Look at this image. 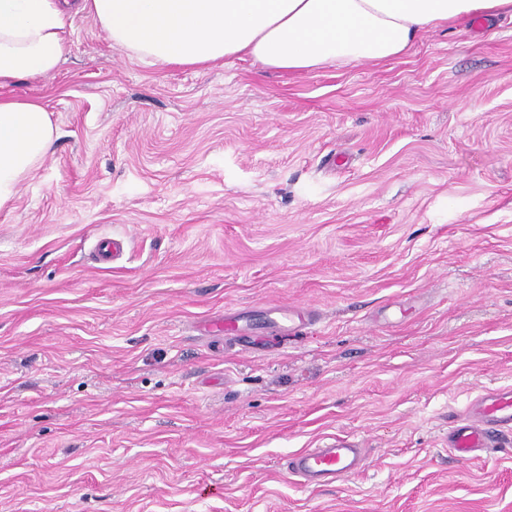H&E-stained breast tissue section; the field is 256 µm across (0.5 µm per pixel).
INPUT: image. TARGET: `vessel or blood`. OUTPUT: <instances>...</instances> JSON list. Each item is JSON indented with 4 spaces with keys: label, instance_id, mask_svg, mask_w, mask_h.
Instances as JSON below:
<instances>
[{
    "label": "vessel or blood",
    "instance_id": "b4317fda",
    "mask_svg": "<svg viewBox=\"0 0 512 512\" xmlns=\"http://www.w3.org/2000/svg\"><path fill=\"white\" fill-rule=\"evenodd\" d=\"M314 307L287 309L267 306L263 320L267 328L289 334L316 319ZM211 331L228 338L245 336L251 330L244 316L231 314L214 322ZM512 440V389L484 390L468 404L465 413L455 418L448 429V447L457 458L469 460L500 448L503 440ZM362 450L349 439L338 437L320 448H304L285 459L284 469L308 487L329 486L358 473Z\"/></svg>",
    "mask_w": 512,
    "mask_h": 512
}]
</instances>
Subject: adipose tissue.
Segmentation results:
<instances>
[{"label":"adipose tissue","instance_id":"1","mask_svg":"<svg viewBox=\"0 0 512 512\" xmlns=\"http://www.w3.org/2000/svg\"><path fill=\"white\" fill-rule=\"evenodd\" d=\"M82 13L113 46L157 67L200 69L244 55L309 73L400 57L430 31L512 14V0H0V86L54 71ZM56 138L40 102L0 98V209Z\"/></svg>","mask_w":512,"mask_h":512}]
</instances>
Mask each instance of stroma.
Masks as SVG:
<instances>
[{
    "label": "stroma",
    "instance_id": "1",
    "mask_svg": "<svg viewBox=\"0 0 512 512\" xmlns=\"http://www.w3.org/2000/svg\"><path fill=\"white\" fill-rule=\"evenodd\" d=\"M67 43L0 87L59 132L0 210V512H512V446L448 449L512 388V16L303 74ZM267 303L319 320L207 329ZM334 437L360 474L285 472ZM209 330L218 333L223 332L224 337L227 338H238L248 334L252 328L247 318L240 314H231L224 316V320L212 323Z\"/></svg>",
    "mask_w": 512,
    "mask_h": 512
}]
</instances>
